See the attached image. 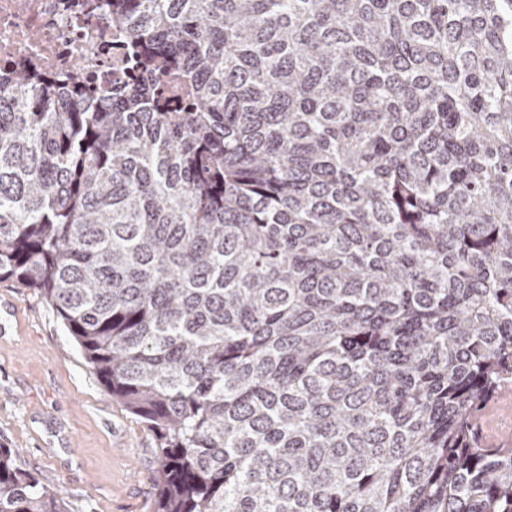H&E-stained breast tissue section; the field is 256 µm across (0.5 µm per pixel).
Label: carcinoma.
<instances>
[{
	"label": "carcinoma",
	"mask_w": 512,
	"mask_h": 512,
	"mask_svg": "<svg viewBox=\"0 0 512 512\" xmlns=\"http://www.w3.org/2000/svg\"><path fill=\"white\" fill-rule=\"evenodd\" d=\"M0 72V280L156 433L157 512H512V0H112ZM0 448V512H66ZM0 0V68H25L54 76L81 62L98 80L112 84V71L126 65L112 46L125 40L112 24V2L95 0ZM37 32L38 38H32ZM485 434L512 440V386L485 411L483 418Z\"/></svg>",
	"instance_id": "cac0c4a2"
}]
</instances>
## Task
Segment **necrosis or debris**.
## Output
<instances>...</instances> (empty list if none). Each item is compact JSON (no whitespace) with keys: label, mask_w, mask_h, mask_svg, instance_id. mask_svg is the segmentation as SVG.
Wrapping results in <instances>:
<instances>
[{"label":"necrosis or debris","mask_w":512,"mask_h":512,"mask_svg":"<svg viewBox=\"0 0 512 512\" xmlns=\"http://www.w3.org/2000/svg\"><path fill=\"white\" fill-rule=\"evenodd\" d=\"M125 34L112 22L111 0H0V70L25 68L54 76L75 63L111 83L126 65L116 51Z\"/></svg>","instance_id":"4bbe7bcc"}]
</instances>
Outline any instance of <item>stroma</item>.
<instances>
[{"label": "stroma", "mask_w": 512, "mask_h": 512, "mask_svg": "<svg viewBox=\"0 0 512 512\" xmlns=\"http://www.w3.org/2000/svg\"><path fill=\"white\" fill-rule=\"evenodd\" d=\"M0 448L61 490L67 512H155L151 428L85 364L38 291L0 281Z\"/></svg>", "instance_id": "1"}]
</instances>
